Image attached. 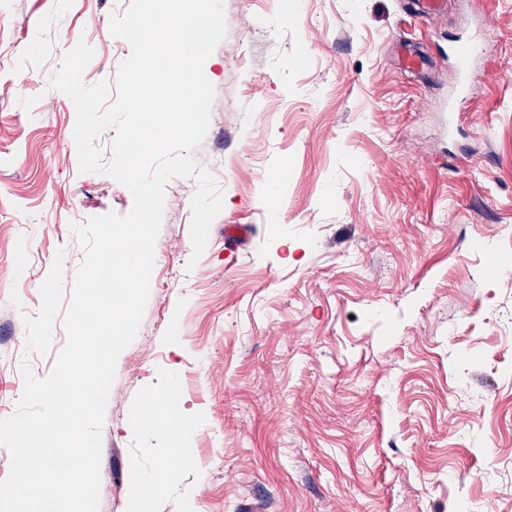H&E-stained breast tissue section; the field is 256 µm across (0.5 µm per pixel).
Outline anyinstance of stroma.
I'll list each match as a JSON object with an SVG mask.
<instances>
[{
  "instance_id": "1",
  "label": "stroma",
  "mask_w": 512,
  "mask_h": 512,
  "mask_svg": "<svg viewBox=\"0 0 512 512\" xmlns=\"http://www.w3.org/2000/svg\"><path fill=\"white\" fill-rule=\"evenodd\" d=\"M130 0H0V419L16 410L24 317L72 230L134 199L83 173L76 110L50 81L86 41L85 84L114 81ZM194 151L223 192L201 256L196 182L173 179L135 340L102 433L99 512H512V0H225ZM477 35L480 79L455 86ZM417 47L426 70L406 68ZM282 173L277 195L266 183ZM245 226L234 254L228 225ZM171 393L188 457L141 416ZM169 480L146 500L133 475ZM481 50L480 42L474 40L464 41L457 47V86L461 93L470 94L474 91V72L470 61Z\"/></svg>"
}]
</instances>
